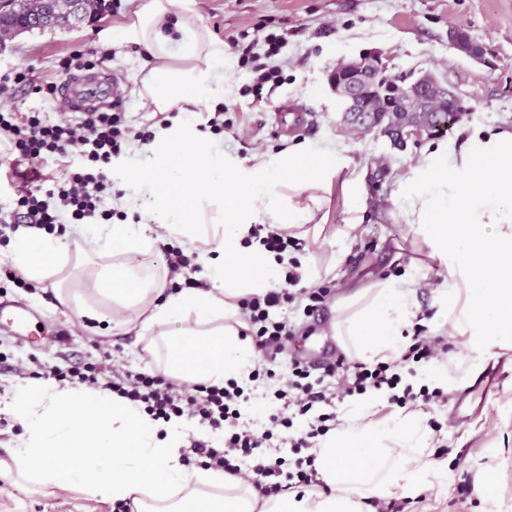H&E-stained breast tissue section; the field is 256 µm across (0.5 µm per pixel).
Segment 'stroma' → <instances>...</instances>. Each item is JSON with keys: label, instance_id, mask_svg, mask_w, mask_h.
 <instances>
[{"label": "stroma", "instance_id": "stroma-1", "mask_svg": "<svg viewBox=\"0 0 512 512\" xmlns=\"http://www.w3.org/2000/svg\"><path fill=\"white\" fill-rule=\"evenodd\" d=\"M205 24L226 44L219 76L224 84L223 132L209 143L241 162L256 151L275 154L297 143L316 147L334 141L362 175L366 207L354 216L349 198L333 185L318 214L329 230L355 223L347 238L316 248L300 245L293 256L303 261L316 257L326 263L338 259L334 275L323 278L330 289L325 302L367 283L401 277L411 265L412 252L404 248L409 228L398 215V177L441 144L451 143L457 126L411 139L396 146L380 132L356 139L347 134L336 110V97L327 74L341 57H356L381 50L392 71L432 70L447 79L471 112L469 122L512 130V0H197ZM141 0H121L102 22L70 28L34 30L0 48V73L33 67L35 81L56 79L60 58L98 48V33L124 22ZM460 27L494 51L492 67H483L448 46V30ZM285 36L280 56L267 64L282 70L274 90L255 98L253 75L239 67L238 52L230 39L255 43L263 53L266 35ZM142 58L135 48H116L111 66L100 68L126 76L122 105L125 120L134 130L156 126L157 116L146 112L140 96ZM306 109L309 122L300 128L277 129L272 114L283 103ZM68 165L56 157L32 165L0 156V207L12 205L21 190L38 185L53 188ZM0 300L26 305L42 322V331L56 333L68 326L50 283L25 291L10 282L0 269ZM151 333L124 332L110 324L82 321L77 335L64 346L18 342L0 330V400H10L19 382L13 369L36 371L41 365L63 360L86 361L109 352L132 370L156 371L147 348ZM469 359L448 356V373L457 385L448 390V402L425 419L440 422L432 432L428 451L441 472L432 491L413 497L411 512H512V351L484 352L482 364L470 369ZM469 481L472 491L461 494L458 485ZM488 491H481L482 482ZM112 502L60 490L50 496L32 493L0 478V512H112Z\"/></svg>", "mask_w": 512, "mask_h": 512}]
</instances>
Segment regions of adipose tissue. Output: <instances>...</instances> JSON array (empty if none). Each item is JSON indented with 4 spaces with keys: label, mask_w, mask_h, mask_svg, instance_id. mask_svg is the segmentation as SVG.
Instances as JSON below:
<instances>
[{
    "label": "adipose tissue",
    "mask_w": 512,
    "mask_h": 512,
    "mask_svg": "<svg viewBox=\"0 0 512 512\" xmlns=\"http://www.w3.org/2000/svg\"><path fill=\"white\" fill-rule=\"evenodd\" d=\"M98 38L144 52L145 105L177 115L151 145V165L124 171L136 193L117 206H134L141 220L106 229L75 224L61 234L22 230L6 257L26 278L51 281L75 318L157 329L169 378L219 386L243 378L259 353L240 334L239 302L264 296L288 267L250 239L253 225L320 243L325 226L315 216L323 193L341 180L353 213H361L362 179L333 142L257 155L249 166L211 150L194 120L224 95L216 80L224 43L203 24L196 0H143ZM399 195L409 202L402 218L414 252L446 270L437 326L464 338L474 368L488 349H512V131L462 125L453 146H437L410 167ZM172 240L196 254L209 289L168 291L165 261L148 254ZM90 254L100 264L86 300L57 276ZM418 284L408 274L337 299L332 334L343 350L365 362L398 358ZM0 410L24 428L0 459V475L48 494L68 488L128 501L134 512H365L366 499L414 497L437 476L431 461L414 455L430 438L417 412L379 422L347 418L315 450L321 488L266 496L224 470L187 467L180 456L186 419H153L105 390L30 380Z\"/></svg>",
    "instance_id": "obj_1"
}]
</instances>
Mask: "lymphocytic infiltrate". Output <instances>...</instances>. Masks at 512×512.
Instances as JSON below:
<instances>
[{
  "label": "lymphocytic infiltrate",
  "mask_w": 512,
  "mask_h": 512,
  "mask_svg": "<svg viewBox=\"0 0 512 512\" xmlns=\"http://www.w3.org/2000/svg\"><path fill=\"white\" fill-rule=\"evenodd\" d=\"M127 129L117 111L86 112L73 118L58 112L55 121H46L41 112H17L0 108V140L9 145L18 159L31 163L57 156L75 159L55 188L22 191L16 206L0 210V236L19 227L54 231L59 224H97L110 221L113 213L104 209L103 199L112 191L110 171L114 157L120 156ZM297 260H290L280 287L264 296L244 299L242 314L264 363L255 368L250 381L275 378L277 358L288 360V384L275 389L276 406L267 413L262 428H252L244 408L250 395L238 381L224 386L194 384L180 386L160 374L130 371L103 354L94 363H73L68 368L51 367L50 376L70 379L143 406L157 419L188 416L222 432L221 445L191 439L186 451L210 468L221 469L252 484L262 494L317 484L313 448L319 437L337 425L336 403L384 390L389 404L400 408L432 407L447 403L440 388H416L404 383L400 370L406 365L430 366L444 362L450 345L441 336H430L422 324H415L409 344L393 361L368 365L338 355L335 363L319 377L288 352L294 332L287 319L278 318L277 309L296 299L306 302L305 315H312L325 302L329 288H303Z\"/></svg>",
  "instance_id": "f902f5d3"
}]
</instances>
